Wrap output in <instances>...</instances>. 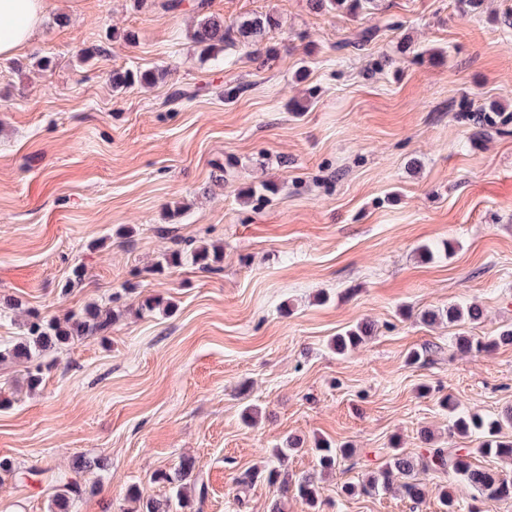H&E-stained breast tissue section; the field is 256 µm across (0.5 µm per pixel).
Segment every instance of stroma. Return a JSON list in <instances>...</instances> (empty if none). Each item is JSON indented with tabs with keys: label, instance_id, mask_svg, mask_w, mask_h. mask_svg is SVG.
<instances>
[{
	"label": "stroma",
	"instance_id": "35a3bbf8",
	"mask_svg": "<svg viewBox=\"0 0 512 512\" xmlns=\"http://www.w3.org/2000/svg\"><path fill=\"white\" fill-rule=\"evenodd\" d=\"M206 13L275 15L273 55L201 58L196 14L157 0H45L30 43L0 55V299L60 317L121 290L128 307L106 337L55 353L37 390L0 369V457L39 471L0 476V512H48L45 472L79 456L105 467L83 474L96 491L74 512H123L130 486L168 496L152 475L186 454L208 487L203 512H270L275 487L236 479L291 435L305 445L288 461L297 475L314 472L315 440L357 450L322 481L319 512H439L442 486L472 512L473 489L431 470L416 508L342 488L394 446L417 460L429 445L467 448L472 465L512 475V461L478 453L479 435H449L438 404L490 418L512 407V345L455 348L512 325V0L475 14L375 0L354 17L208 0ZM366 28L375 38L351 48ZM116 69L159 77L116 89ZM484 114L507 134L476 135ZM265 182L278 193L243 203ZM204 242L223 245L219 270L154 273L174 245ZM78 264L83 282L65 288ZM148 295L172 311L137 312ZM470 303L483 310L473 323L419 318ZM362 322L370 340L336 354L332 339Z\"/></svg>",
	"mask_w": 512,
	"mask_h": 512
}]
</instances>
